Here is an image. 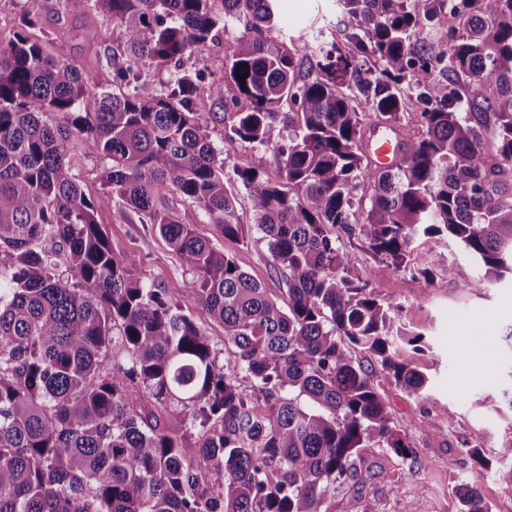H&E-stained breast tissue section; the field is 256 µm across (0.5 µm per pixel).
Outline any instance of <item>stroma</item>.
I'll use <instances>...</instances> for the list:
<instances>
[{"mask_svg":"<svg viewBox=\"0 0 512 512\" xmlns=\"http://www.w3.org/2000/svg\"><path fill=\"white\" fill-rule=\"evenodd\" d=\"M36 10L44 26L57 32L50 50L56 57L76 62L103 85H111L116 67L124 64L122 34L111 18L82 8L61 9L59 0H0V38L19 30L28 10ZM250 20H231L216 45L204 49L198 68L204 81L221 79L224 53L246 32ZM344 24L336 0H277L275 34L286 40L310 37L325 29L327 38L339 37ZM214 145L221 149L227 168L253 167L269 173L282 163L277 150L279 130L271 142L251 148L224 136V127L212 125ZM243 226L240 238H221L217 245L279 299H286V283L277 276L239 185H232ZM97 221L115 256L130 263L137 276L165 288L182 312L199 306L195 279L185 271L155 226L140 223L137 214L115 217L99 210ZM355 259L356 272L368 279L378 299L403 306L406 319L425 334L423 350L404 346L402 355L428 378L426 391L407 394L360 348L354 361L368 369L372 383L389 403L393 421L407 432L415 461L398 458L390 449L370 448L366 454L375 472L362 492L373 512H404L415 500L418 512H458L455 487L476 488L493 512H512V482L498 470L512 465V409L502 398L512 388V278L490 288L480 285L482 271L462 250L438 238L423 239L419 264L436 268L432 278L410 276L375 260L360 237H344ZM481 433L486 465L473 464L460 448L473 433Z\"/></svg>","mask_w":512,"mask_h":512,"instance_id":"obj_1","label":"stroma"}]
</instances>
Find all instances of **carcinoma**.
I'll use <instances>...</instances> for the list:
<instances>
[{"instance_id": "cac0c4a2", "label": "carcinoma", "mask_w": 512, "mask_h": 512, "mask_svg": "<svg viewBox=\"0 0 512 512\" xmlns=\"http://www.w3.org/2000/svg\"><path fill=\"white\" fill-rule=\"evenodd\" d=\"M60 2L107 13L126 64L116 92L51 54L49 30L0 40V512H324L374 476L365 449L414 458L350 347L419 397L427 378L401 345L423 335L354 273L334 230L398 272L433 276L414 253L445 236L485 282L512 275V0H336L349 24L332 42L263 36L276 0ZM240 14L254 34L203 82L199 53ZM146 65L169 72L151 97L132 87ZM406 112L418 134L396 164L371 165L366 130H400ZM213 122L253 148L286 132L277 172L233 169L286 304L160 207L177 194L239 235ZM78 147L100 163L96 198ZM109 206L156 226L195 278V311L112 254L96 219ZM481 439L461 451L483 465ZM456 495L460 512H491L467 484ZM72 154L75 173L79 176L86 194L91 197L102 194L104 186L100 178L99 162L95 158L85 155L80 149H75Z\"/></svg>"}]
</instances>
